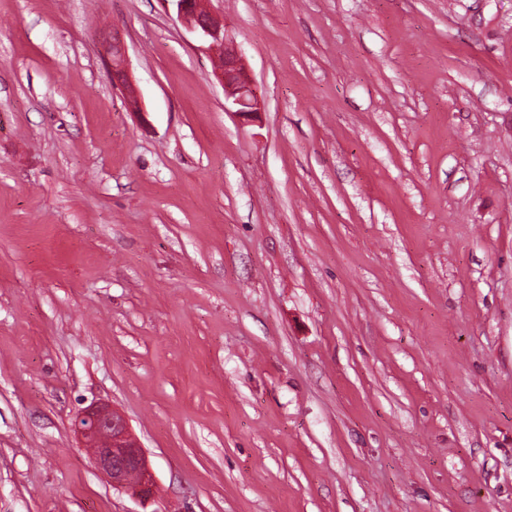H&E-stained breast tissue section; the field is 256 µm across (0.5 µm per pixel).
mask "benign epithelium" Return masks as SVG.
Returning a JSON list of instances; mask_svg holds the SVG:
<instances>
[{"label":"benign epithelium","mask_w":512,"mask_h":512,"mask_svg":"<svg viewBox=\"0 0 512 512\" xmlns=\"http://www.w3.org/2000/svg\"><path fill=\"white\" fill-rule=\"evenodd\" d=\"M177 16L207 49L221 51L222 61L216 77L224 87V111L251 121L261 112V100L249 78L242 56L224 19L213 15L206 0H170ZM112 65V81L128 91L131 110L142 111L141 102L129 79L123 46L117 39L106 46ZM74 432L84 447L92 449L95 467L105 474L112 487L124 490L142 501L156 493V480L148 458L125 419L119 412L100 403H91L77 413Z\"/></svg>","instance_id":"1"}]
</instances>
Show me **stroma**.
I'll return each instance as SVG.
<instances>
[{"label": "stroma", "mask_w": 512, "mask_h": 512, "mask_svg": "<svg viewBox=\"0 0 512 512\" xmlns=\"http://www.w3.org/2000/svg\"><path fill=\"white\" fill-rule=\"evenodd\" d=\"M207 5L0 0V512H512V0ZM164 1L172 2L177 16L208 50L218 48L221 51L222 61L215 75L224 87V109L252 121L261 112V100L224 18L213 15L205 6L206 0ZM105 51L111 60L112 81L115 85L128 91V100L132 112L141 111V102L130 84L128 63L120 41L113 38L112 43L106 46ZM74 432L85 448H91L95 467L112 487L142 501L156 493V480L148 458L125 419L108 405L91 403L77 413Z\"/></svg>", "instance_id": "stroma-1"}]
</instances>
